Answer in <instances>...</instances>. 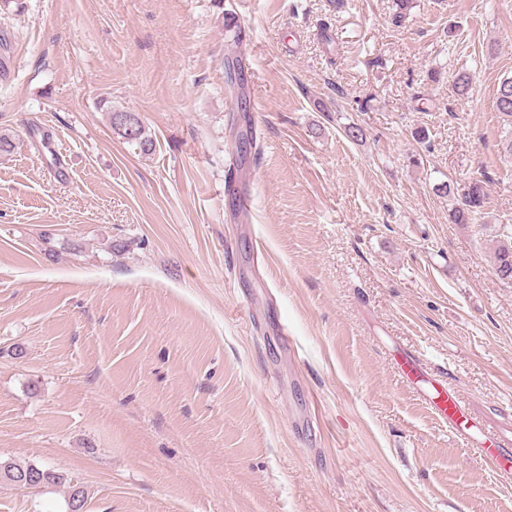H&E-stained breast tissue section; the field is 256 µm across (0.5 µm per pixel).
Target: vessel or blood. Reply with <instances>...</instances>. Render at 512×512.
<instances>
[{"instance_id": "obj_1", "label": "vessel or blood", "mask_w": 512, "mask_h": 512, "mask_svg": "<svg viewBox=\"0 0 512 512\" xmlns=\"http://www.w3.org/2000/svg\"><path fill=\"white\" fill-rule=\"evenodd\" d=\"M393 367L399 381L417 394L442 426L479 448L502 478L512 479V437L488 431L472 415L459 392L433 378L418 356L399 351Z\"/></svg>"}]
</instances>
